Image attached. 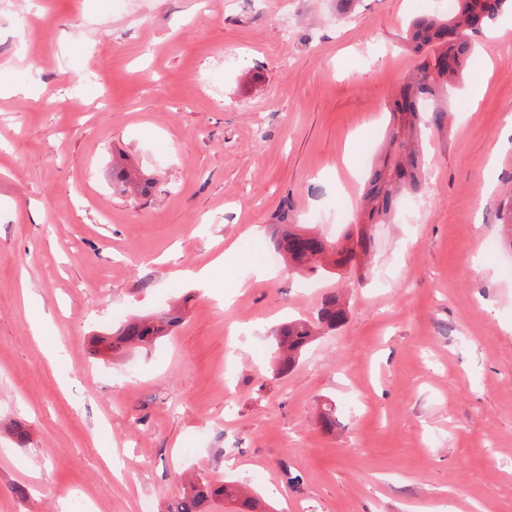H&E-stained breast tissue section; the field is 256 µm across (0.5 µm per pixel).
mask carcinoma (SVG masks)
I'll use <instances>...</instances> for the list:
<instances>
[{"label": "carcinoma", "mask_w": 512, "mask_h": 512, "mask_svg": "<svg viewBox=\"0 0 512 512\" xmlns=\"http://www.w3.org/2000/svg\"><path fill=\"white\" fill-rule=\"evenodd\" d=\"M509 13L512 14V0H455L453 12L446 17L417 13L408 22L406 39L419 63L393 101L387 139L361 194L369 223L390 222L399 197L421 189L422 137L432 129L442 131L449 127L448 98L456 82L463 78L473 53L474 34ZM112 178L142 192L146 189L138 182L135 170L124 165H113ZM290 212L286 203L279 210L277 219L287 231L275 245V253L289 269L327 275L329 271L322 264L326 255L338 254L333 266L347 267L369 254L371 237L363 225L347 230L345 244L339 248L314 232H305L298 224L289 225ZM345 317L340 297L328 291L322 296L315 321L296 319L283 324L274 338L277 373L292 371L317 330H332ZM181 321L182 315L173 309L152 317H135L112 337V350L150 346L171 335ZM224 500L234 503L237 512H266L245 482L214 483L201 477L183 487L180 496L168 505V512H208L210 504Z\"/></svg>", "instance_id": "1"}]
</instances>
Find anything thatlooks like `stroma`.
<instances>
[{"label":"stroma","mask_w":512,"mask_h":512,"mask_svg":"<svg viewBox=\"0 0 512 512\" xmlns=\"http://www.w3.org/2000/svg\"><path fill=\"white\" fill-rule=\"evenodd\" d=\"M440 7L0 0V512H166L191 474L276 512H512V29L477 35L452 133L424 138L423 218L371 225L365 266L332 282L239 251L196 276L286 202L343 239L415 65L405 24ZM121 153L150 193L113 184ZM331 287L345 321L275 374L272 332ZM171 307L155 346L97 342Z\"/></svg>","instance_id":"35a3bbf8"}]
</instances>
